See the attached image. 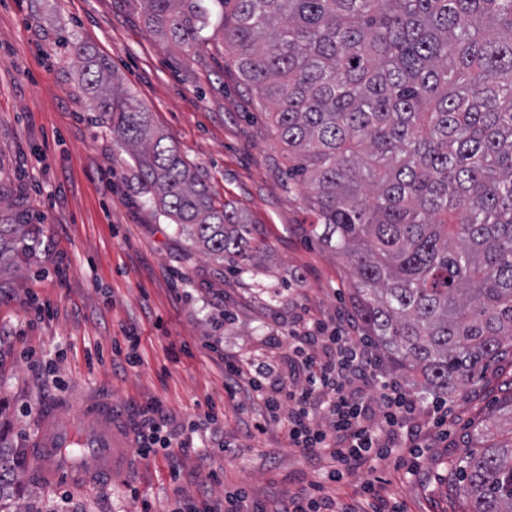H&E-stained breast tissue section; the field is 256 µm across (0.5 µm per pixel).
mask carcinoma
I'll return each instance as SVG.
<instances>
[{
  "mask_svg": "<svg viewBox=\"0 0 512 512\" xmlns=\"http://www.w3.org/2000/svg\"><path fill=\"white\" fill-rule=\"evenodd\" d=\"M186 52L224 46L288 151L308 233L351 271L365 336L423 397L453 398L512 349V0H142ZM84 93L144 193L246 269L247 217L218 200L100 58ZM0 224V255L25 237ZM0 448V512L6 506ZM465 512H512V395L448 468Z\"/></svg>",
  "mask_w": 512,
  "mask_h": 512,
  "instance_id": "carcinoma-1",
  "label": "carcinoma"
}]
</instances>
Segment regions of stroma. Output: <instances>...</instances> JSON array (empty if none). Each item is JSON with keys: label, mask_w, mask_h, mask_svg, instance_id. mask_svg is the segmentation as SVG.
I'll return each mask as SVG.
<instances>
[{"label": "stroma", "mask_w": 512, "mask_h": 512, "mask_svg": "<svg viewBox=\"0 0 512 512\" xmlns=\"http://www.w3.org/2000/svg\"><path fill=\"white\" fill-rule=\"evenodd\" d=\"M79 48L107 59L220 200L248 216L265 245L248 272H231L146 202L132 160L81 91ZM4 216L33 231L0 263V446L13 461L11 489L47 512H194L243 488L275 512L323 482L325 458L289 447L249 386L224 388L225 355L263 354L287 371L288 330L302 311H354L350 270L309 236L288 153L233 54L166 44L149 32L142 0H0ZM36 300L49 316H34ZM129 332L140 337L132 366L112 352ZM84 393L111 395L129 440L162 427L171 454H133L126 478L84 491L44 486L16 463L32 455L36 410ZM510 393L512 354L448 401L446 437L424 401L416 424L435 445L419 476L382 459L324 482L326 493L366 512L371 482L400 512H462L448 466Z\"/></svg>", "instance_id": "stroma-1"}]
</instances>
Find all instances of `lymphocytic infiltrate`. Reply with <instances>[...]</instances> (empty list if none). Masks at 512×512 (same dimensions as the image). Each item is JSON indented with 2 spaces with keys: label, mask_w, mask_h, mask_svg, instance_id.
Segmentation results:
<instances>
[{
  "label": "lymphocytic infiltrate",
  "mask_w": 512,
  "mask_h": 512,
  "mask_svg": "<svg viewBox=\"0 0 512 512\" xmlns=\"http://www.w3.org/2000/svg\"><path fill=\"white\" fill-rule=\"evenodd\" d=\"M291 337L290 376L265 362H228L227 391L245 378L268 413L287 410L290 445L311 455L329 454L331 482L388 456L396 467L415 470L421 456L413 443L416 402L401 384L378 376L376 355L343 326L315 316L301 318ZM319 405L327 414L323 425L314 418Z\"/></svg>",
  "instance_id": "lymphocytic-infiltrate-1"
}]
</instances>
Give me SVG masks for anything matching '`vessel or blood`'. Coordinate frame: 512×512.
Wrapping results in <instances>:
<instances>
[{"label":"vessel or blood","mask_w":512,"mask_h":512,"mask_svg":"<svg viewBox=\"0 0 512 512\" xmlns=\"http://www.w3.org/2000/svg\"><path fill=\"white\" fill-rule=\"evenodd\" d=\"M79 406L90 420L82 428L76 426L67 403H49L39 410L33 468L50 483L82 485L125 477L130 455L125 437L113 423L111 399L91 395Z\"/></svg>","instance_id":"obj_1"}]
</instances>
